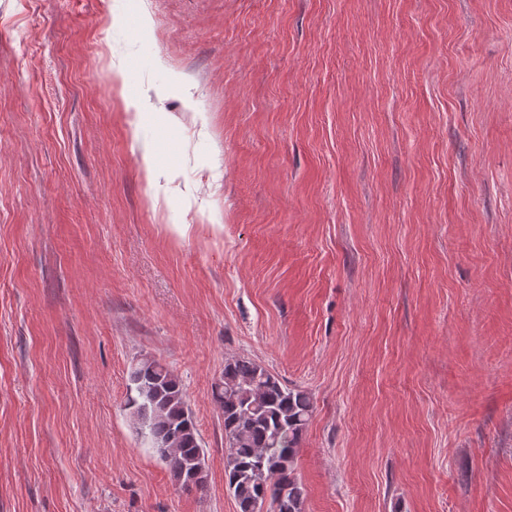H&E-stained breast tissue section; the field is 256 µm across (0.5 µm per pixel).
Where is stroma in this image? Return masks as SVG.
<instances>
[{"instance_id":"obj_1","label":"stroma","mask_w":512,"mask_h":512,"mask_svg":"<svg viewBox=\"0 0 512 512\" xmlns=\"http://www.w3.org/2000/svg\"><path fill=\"white\" fill-rule=\"evenodd\" d=\"M238 357L313 397L304 512H512V0H0V512H238ZM136 395L129 404L141 441L164 462L174 482L182 488H203L207 471L192 474L204 457L199 434L180 379L160 361L144 357L130 371Z\"/></svg>"}]
</instances>
